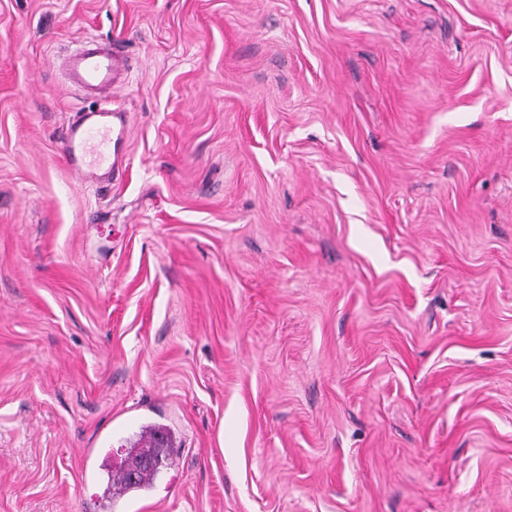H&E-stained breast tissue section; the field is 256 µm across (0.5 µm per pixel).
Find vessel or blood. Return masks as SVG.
Wrapping results in <instances>:
<instances>
[{
  "instance_id": "b4317fda",
  "label": "vessel or blood",
  "mask_w": 512,
  "mask_h": 512,
  "mask_svg": "<svg viewBox=\"0 0 512 512\" xmlns=\"http://www.w3.org/2000/svg\"><path fill=\"white\" fill-rule=\"evenodd\" d=\"M68 67L75 86L87 93L101 87L117 88L125 81L123 57L107 53L90 41L69 54ZM128 138L121 108L82 109L62 132L61 152L73 172L91 179L100 171L115 173L122 169Z\"/></svg>"
}]
</instances>
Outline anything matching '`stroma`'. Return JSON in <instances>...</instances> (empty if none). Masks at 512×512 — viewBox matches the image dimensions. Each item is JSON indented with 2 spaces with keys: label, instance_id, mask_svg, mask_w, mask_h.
I'll list each match as a JSON object with an SVG mask.
<instances>
[{
  "label": "stroma",
  "instance_id": "1",
  "mask_svg": "<svg viewBox=\"0 0 512 512\" xmlns=\"http://www.w3.org/2000/svg\"><path fill=\"white\" fill-rule=\"evenodd\" d=\"M151 423L112 512H512V0H0V512H102ZM70 75L76 87L92 93L100 87L118 88L125 81V63L116 51L109 54L92 41L83 45L68 56ZM128 138L120 107L81 109L62 132L61 152L79 177L93 179L99 171L112 172L113 177L125 163L123 148ZM147 436L148 446L147 448H139L143 439ZM173 435L169 429L159 425H147L142 430L139 439L134 441L127 454L129 457H149L155 459L156 463L152 467H146L142 470L141 468L147 465L145 460H131L129 462V468L132 472L140 470L134 478L126 471L125 468H121L120 472L116 473L113 477V485H119L125 489H137L141 484L148 482L152 483L159 469L163 464H167L169 459V448H173ZM161 459L160 467H157Z\"/></svg>",
  "mask_w": 512,
  "mask_h": 512
}]
</instances>
